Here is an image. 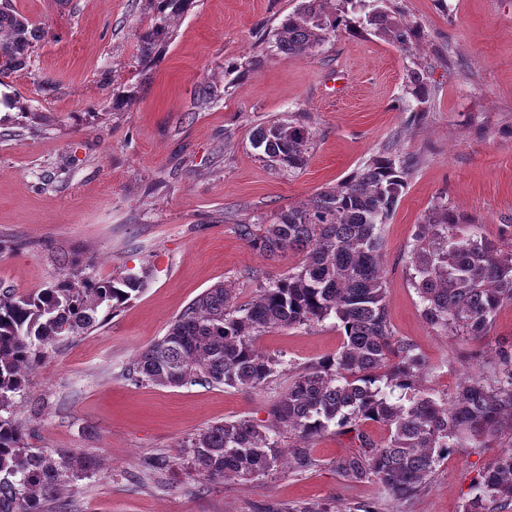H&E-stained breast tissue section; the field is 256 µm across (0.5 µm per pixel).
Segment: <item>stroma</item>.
<instances>
[{
	"mask_svg": "<svg viewBox=\"0 0 512 512\" xmlns=\"http://www.w3.org/2000/svg\"><path fill=\"white\" fill-rule=\"evenodd\" d=\"M298 2L194 0L146 70L147 0H14L49 35L29 69L0 80V288L44 287L63 258L91 262L101 278L147 275L103 326L50 352L16 406L29 445L101 459L104 474L66 491L72 512H286L298 501L375 499L372 485L336 471L357 450L347 435L315 442L312 467L260 481L202 485L180 464L199 430L267 419L287 376L260 390L162 387L124 369L215 283L234 285L244 303L298 263L265 257L237 225L272 219L385 148L415 159L385 226L384 266L394 333L438 368L426 386L453 393L512 340V304L482 339L435 331L408 274L418 226L441 203L473 220L474 237L512 243V0H393L423 30L410 54L343 31L310 57L265 54L261 34ZM248 59L252 69L239 70ZM418 64L431 88L424 104L405 87ZM205 81L226 93L200 110L194 91ZM299 114L313 133L305 166L271 167L255 128ZM342 343L332 318L256 339L293 367ZM511 447L504 439L480 456L450 453L405 512H463L479 469ZM154 459L170 463L157 480L146 470Z\"/></svg>",
	"mask_w": 512,
	"mask_h": 512,
	"instance_id": "35a3bbf8",
	"label": "stroma"
}]
</instances>
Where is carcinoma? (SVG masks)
I'll return each mask as SVG.
<instances>
[{
	"label": "carcinoma",
	"mask_w": 512,
	"mask_h": 512,
	"mask_svg": "<svg viewBox=\"0 0 512 512\" xmlns=\"http://www.w3.org/2000/svg\"><path fill=\"white\" fill-rule=\"evenodd\" d=\"M385 0H301L266 44L287 57H306L336 32L370 31L401 50L417 49L420 27L383 5ZM192 0H150L155 22L140 36L145 64L171 37V23ZM354 13L357 18L350 19ZM45 29L0 0V78L29 66ZM410 93L430 95L424 73L409 75ZM222 98L199 87L200 109ZM269 162L301 168L312 131L304 119L267 122L253 134ZM414 165L387 150L352 175L277 213L257 232L237 225L238 235L270 258L301 257L288 274L260 286L255 299L238 304L235 291L218 282L194 299L124 371L135 382L180 387L205 382L260 390L282 372L277 355L260 351L256 336L270 328L312 325L330 317L344 336L334 353L292 369L288 386L263 424L249 418L224 421L196 433L183 455L200 481L228 477L258 481L288 465H314L308 445L327 434L348 435L357 451L336 464L340 476L367 482L378 500L405 505L431 479L454 448L482 455L492 443L512 440V345L502 347L483 370L447 397L422 387L437 367L417 345L394 334L386 307L384 226ZM466 220L440 204L419 225L409 252V281L423 303V317L446 336H486L500 308L512 302V248L464 234ZM146 276L97 279L75 262L59 261L51 281L37 292L0 291V512H68L60 494L99 472L88 450L29 448L14 413L30 375L59 343L85 335L141 292ZM378 423L388 432L377 443L364 430ZM291 443L283 444L284 438ZM475 494L463 512L512 508V452L479 470Z\"/></svg>",
	"instance_id": "carcinoma-1"
}]
</instances>
